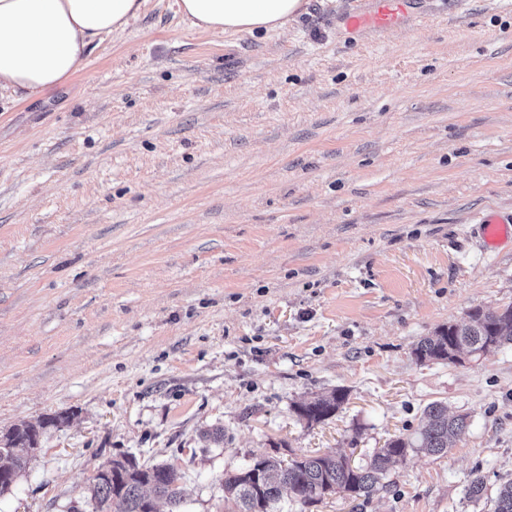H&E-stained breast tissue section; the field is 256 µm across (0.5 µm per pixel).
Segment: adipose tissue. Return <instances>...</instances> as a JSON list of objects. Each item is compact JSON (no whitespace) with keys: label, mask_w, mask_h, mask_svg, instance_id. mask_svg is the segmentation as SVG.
<instances>
[{"label":"adipose tissue","mask_w":512,"mask_h":512,"mask_svg":"<svg viewBox=\"0 0 512 512\" xmlns=\"http://www.w3.org/2000/svg\"><path fill=\"white\" fill-rule=\"evenodd\" d=\"M146 0H0V95L46 100L81 69L103 37L124 31ZM180 14L214 33H274L308 0H177Z\"/></svg>","instance_id":"ef3b65f1"}]
</instances>
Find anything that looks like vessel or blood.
<instances>
[{"label": "vessel or blood", "mask_w": 512, "mask_h": 512, "mask_svg": "<svg viewBox=\"0 0 512 512\" xmlns=\"http://www.w3.org/2000/svg\"><path fill=\"white\" fill-rule=\"evenodd\" d=\"M428 11L412 10L411 0H354L350 11L341 19L343 28L362 40L399 24H419ZM483 242L493 250L506 242L512 243V223L495 216L485 217L480 224Z\"/></svg>", "instance_id": "vessel-or-blood-1"}]
</instances>
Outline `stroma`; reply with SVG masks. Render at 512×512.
Masks as SVG:
<instances>
[{
  "label": "stroma",
  "instance_id": "obj_1",
  "mask_svg": "<svg viewBox=\"0 0 512 512\" xmlns=\"http://www.w3.org/2000/svg\"><path fill=\"white\" fill-rule=\"evenodd\" d=\"M309 0L280 32L213 34L147 0L47 102L0 100V431L70 413L0 512H93L97 467L174 466L227 512L249 456L352 461L431 402L469 416L371 500L305 512H488L512 479V345L419 363L418 341L512 303V0H434L357 43ZM342 388L314 426L294 403ZM479 225L484 245L488 250L496 249L505 242L512 243V225L508 220L487 216Z\"/></svg>",
  "mask_w": 512,
  "mask_h": 512
}]
</instances>
